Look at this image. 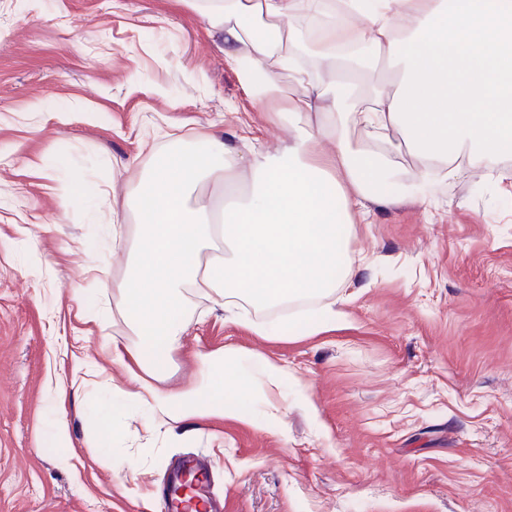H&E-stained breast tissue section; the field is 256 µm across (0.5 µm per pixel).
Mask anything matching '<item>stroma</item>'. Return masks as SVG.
I'll return each instance as SVG.
<instances>
[{
	"instance_id": "1",
	"label": "stroma",
	"mask_w": 512,
	"mask_h": 512,
	"mask_svg": "<svg viewBox=\"0 0 512 512\" xmlns=\"http://www.w3.org/2000/svg\"><path fill=\"white\" fill-rule=\"evenodd\" d=\"M268 124L192 0H0V512H164L170 468L196 458L224 512H512V159L441 184L424 207L370 206L332 299L226 317L186 294L167 372L227 346L283 369L236 417L155 431L121 405L137 384L101 352L138 336L112 285L130 263L137 184L157 154ZM78 175L97 211L63 198ZM125 209L123 242L98 212ZM91 302L106 328L84 318ZM112 412V463L85 448Z\"/></svg>"
}]
</instances>
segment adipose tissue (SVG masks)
Returning <instances> with one entry per match:
<instances>
[{
	"label": "adipose tissue",
	"mask_w": 512,
	"mask_h": 512,
	"mask_svg": "<svg viewBox=\"0 0 512 512\" xmlns=\"http://www.w3.org/2000/svg\"><path fill=\"white\" fill-rule=\"evenodd\" d=\"M200 11L253 101L293 135L272 154L210 137L161 154L141 182L137 262L116 293L154 376L184 329V289L228 309L324 297L344 282L352 208L389 205L397 188L426 203L439 182L512 153V0H205ZM375 61L394 76L363 89L344 78ZM401 152L419 167L396 164ZM210 185L230 192L221 208ZM218 240L223 255L205 259ZM197 362L189 387L144 381L124 403L153 425L221 415L249 367L272 387L282 375L234 347Z\"/></svg>",
	"instance_id": "1"
}]
</instances>
